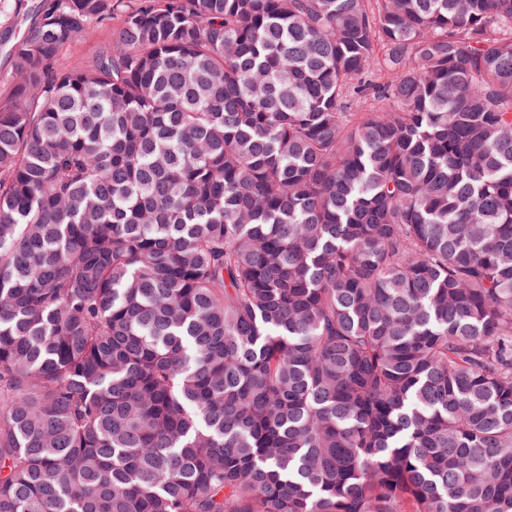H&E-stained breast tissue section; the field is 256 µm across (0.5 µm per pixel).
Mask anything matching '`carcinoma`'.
Masks as SVG:
<instances>
[{
    "instance_id": "carcinoma-1",
    "label": "carcinoma",
    "mask_w": 512,
    "mask_h": 512,
    "mask_svg": "<svg viewBox=\"0 0 512 512\" xmlns=\"http://www.w3.org/2000/svg\"><path fill=\"white\" fill-rule=\"evenodd\" d=\"M6 58L0 512H512V0H48ZM122 13L112 16V20L105 23H93L90 29L73 42L66 45L58 56V63L61 67H69L88 57L98 49L99 45L112 41L118 31Z\"/></svg>"
}]
</instances>
